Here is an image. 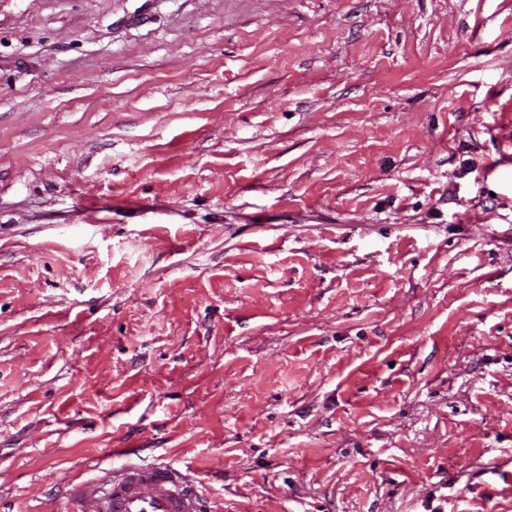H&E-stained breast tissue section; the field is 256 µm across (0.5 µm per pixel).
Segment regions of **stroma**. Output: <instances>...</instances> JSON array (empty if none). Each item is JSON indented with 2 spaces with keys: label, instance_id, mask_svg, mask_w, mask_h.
<instances>
[{
  "label": "stroma",
  "instance_id": "1",
  "mask_svg": "<svg viewBox=\"0 0 512 512\" xmlns=\"http://www.w3.org/2000/svg\"><path fill=\"white\" fill-rule=\"evenodd\" d=\"M512 512V0H0V512ZM70 484L72 512H204L193 480L163 465L129 466Z\"/></svg>",
  "mask_w": 512,
  "mask_h": 512
}]
</instances>
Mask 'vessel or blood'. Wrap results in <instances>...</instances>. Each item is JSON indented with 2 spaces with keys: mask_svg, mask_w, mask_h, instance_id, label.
<instances>
[{
  "mask_svg": "<svg viewBox=\"0 0 512 512\" xmlns=\"http://www.w3.org/2000/svg\"><path fill=\"white\" fill-rule=\"evenodd\" d=\"M72 512H203L192 479L163 465L129 466L71 485Z\"/></svg>",
  "mask_w": 512,
  "mask_h": 512,
  "instance_id": "b4317fda",
  "label": "vessel or blood"
}]
</instances>
